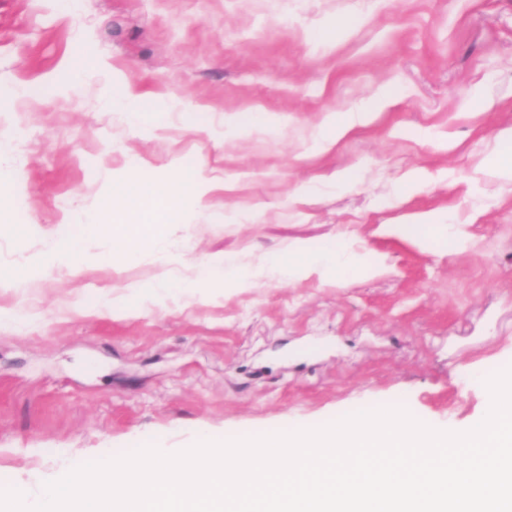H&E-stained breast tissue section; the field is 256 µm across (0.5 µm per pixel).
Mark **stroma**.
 <instances>
[{
  "mask_svg": "<svg viewBox=\"0 0 512 512\" xmlns=\"http://www.w3.org/2000/svg\"><path fill=\"white\" fill-rule=\"evenodd\" d=\"M384 85L393 103L318 152L325 116ZM126 92L141 129L109 105ZM233 116L251 131L216 139ZM509 127L512 0H0V210L13 224L1 272L24 275L27 247L95 212L113 173L205 167L234 185L211 193L209 223L162 227L175 263L144 249L0 288V311L30 317L0 323V489L121 456L140 436L176 452L201 426L266 434L371 404L467 430L488 412L483 378L512 365V186L487 170ZM348 169L352 188L336 179ZM415 169L432 182L396 195ZM428 212L453 214L460 238L378 233ZM341 235L383 274L216 283L154 303L133 292L220 255ZM105 290L126 309L99 311Z\"/></svg>",
  "mask_w": 512,
  "mask_h": 512,
  "instance_id": "obj_1",
  "label": "stroma"
}]
</instances>
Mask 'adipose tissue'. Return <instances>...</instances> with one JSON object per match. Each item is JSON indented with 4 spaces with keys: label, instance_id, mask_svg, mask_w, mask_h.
Wrapping results in <instances>:
<instances>
[{
    "label": "adipose tissue",
    "instance_id": "1",
    "mask_svg": "<svg viewBox=\"0 0 512 512\" xmlns=\"http://www.w3.org/2000/svg\"><path fill=\"white\" fill-rule=\"evenodd\" d=\"M393 98V89L384 87L378 89L360 107L329 114L325 130L319 131L315 136L317 146L321 150H329L347 134L367 127L379 111L392 103ZM359 269L370 275L377 272L376 265H362L350 244L340 238L318 250L308 244L298 243L287 250L267 254L263 259L262 270L258 273L241 264L237 258L225 256L198 266L195 278L184 282L182 287L187 290L194 289L198 284L213 282L215 275L218 274L222 275L225 283L235 288L251 287L260 275L267 281L282 283L319 274L345 285Z\"/></svg>",
    "mask_w": 512,
    "mask_h": 512
}]
</instances>
